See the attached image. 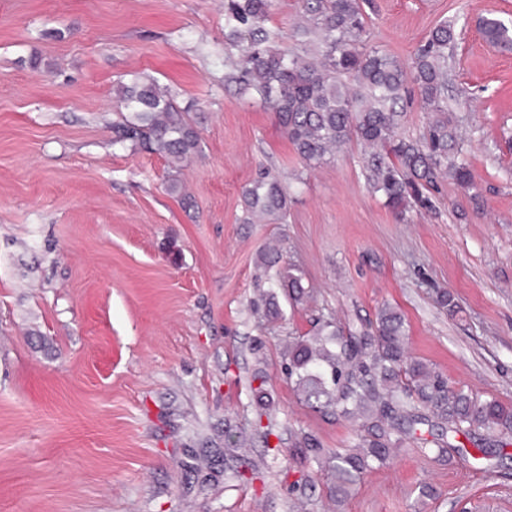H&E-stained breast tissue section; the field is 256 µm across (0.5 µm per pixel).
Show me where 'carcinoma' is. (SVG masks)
Here are the masks:
<instances>
[{"label":"carcinoma","instance_id":"carcinoma-1","mask_svg":"<svg viewBox=\"0 0 512 512\" xmlns=\"http://www.w3.org/2000/svg\"><path fill=\"white\" fill-rule=\"evenodd\" d=\"M270 0H224V43H247L242 55L225 62L224 83L233 85L274 112L302 163L314 168L356 140L365 157L370 188L388 208L403 214L428 208V193L444 179L469 193L480 207L469 167L459 161L458 120L448 108V50L457 40L455 24L435 27L410 61L404 63L371 46L361 0H303L293 29L297 49L277 47L278 34L266 27ZM485 37L512 48V26L497 19L482 23ZM413 84L430 113L423 134H398ZM121 119L113 125V144L127 143L161 156L169 165L201 152V138L189 109L150 76H138L117 90ZM241 223L285 219L288 191L268 171L242 192ZM279 286L297 303L305 295L301 278L279 272ZM288 377L310 407L351 422L352 447L328 451L309 433L296 435L297 456L336 477V504L375 466H384L395 449L432 444L438 456L452 453L485 469L493 454L486 445H512V405L448 383L440 372L411 356L401 314L379 309L375 325L347 328L332 318L318 320L317 333L288 344ZM253 389L255 427L268 415L265 379ZM466 437L477 454L457 441Z\"/></svg>","mask_w":512,"mask_h":512}]
</instances>
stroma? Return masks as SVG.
Segmentation results:
<instances>
[{"instance_id":"1","label":"stroma","mask_w":512,"mask_h":512,"mask_svg":"<svg viewBox=\"0 0 512 512\" xmlns=\"http://www.w3.org/2000/svg\"><path fill=\"white\" fill-rule=\"evenodd\" d=\"M363 9L369 44L402 61L455 23L449 92L482 210L445 180L432 208L396 216L355 141L305 167L274 113L224 85V0H0V512H512V446L490 471L397 449L340 506L294 454L300 432L331 449L353 436L288 378L289 340L323 315L395 307L412 356L512 404V49L480 27L512 19V0ZM142 73L197 123L202 153L179 169L112 143L117 85ZM262 170L287 187L284 223L240 221ZM274 245L309 295L279 297L271 322L254 303L276 284L260 265Z\"/></svg>"}]
</instances>
